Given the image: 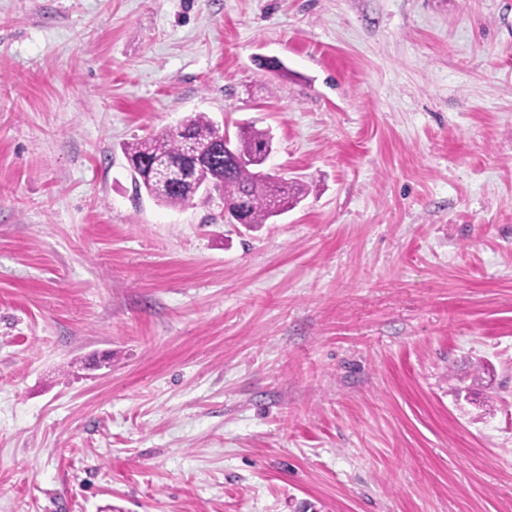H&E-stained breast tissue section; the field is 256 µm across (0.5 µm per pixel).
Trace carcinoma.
Segmentation results:
<instances>
[{"label": "carcinoma", "mask_w": 512, "mask_h": 512, "mask_svg": "<svg viewBox=\"0 0 512 512\" xmlns=\"http://www.w3.org/2000/svg\"><path fill=\"white\" fill-rule=\"evenodd\" d=\"M184 131L166 130L146 138L137 139L124 147V154L131 162L145 159L165 164L185 162L199 151L207 150L222 133L220 127L204 112H196L185 119ZM235 157L231 160L215 157V165L224 171V180L213 185L222 200L232 205H243L244 219L252 226L267 223L273 218L272 207L277 204L289 210L301 198L303 189L287 181L271 187L262 180L260 167L272 151L268 132L252 125L239 128L235 140ZM136 194L146 192L158 204L177 208L193 198L192 183L185 181L172 186L155 182L148 184L138 171H132Z\"/></svg>", "instance_id": "1"}]
</instances>
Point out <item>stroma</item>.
Listing matches in <instances>:
<instances>
[{"mask_svg": "<svg viewBox=\"0 0 512 512\" xmlns=\"http://www.w3.org/2000/svg\"><path fill=\"white\" fill-rule=\"evenodd\" d=\"M0 512H512V0H0ZM183 132L166 130L146 138L127 143L124 154L130 162H186L196 152L207 150L223 133L204 112H197L184 120ZM233 148L235 157L232 160L224 156L215 157V165L224 171V180L215 183L213 191L229 204H242L247 224H267L273 218L272 207L275 203L288 211L300 201L303 193L300 185L290 184L286 180L281 186L272 188L262 180V171L258 169L272 151V139L268 132L252 125L242 126ZM131 169L136 195L141 194L142 189L158 204L177 208L185 205L193 198L192 183L185 181L180 185L172 186L168 183L153 182V189L144 180L138 171Z\"/></svg>", "mask_w": 512, "mask_h": 512, "instance_id": "1", "label": "stroma"}]
</instances>
